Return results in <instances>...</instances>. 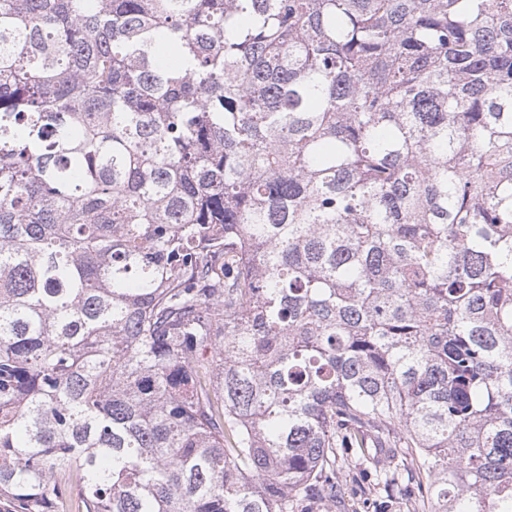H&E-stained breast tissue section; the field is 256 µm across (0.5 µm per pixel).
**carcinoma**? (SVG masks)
Listing matches in <instances>:
<instances>
[{"label": "carcinoma", "instance_id": "cac0c4a2", "mask_svg": "<svg viewBox=\"0 0 512 512\" xmlns=\"http://www.w3.org/2000/svg\"><path fill=\"white\" fill-rule=\"evenodd\" d=\"M512 512V0H0V512ZM369 471L357 458H352L343 465L340 482L348 512H407L404 502L395 496L383 491L375 496L368 495L373 481V475L370 476L372 471Z\"/></svg>", "mask_w": 512, "mask_h": 512}]
</instances>
